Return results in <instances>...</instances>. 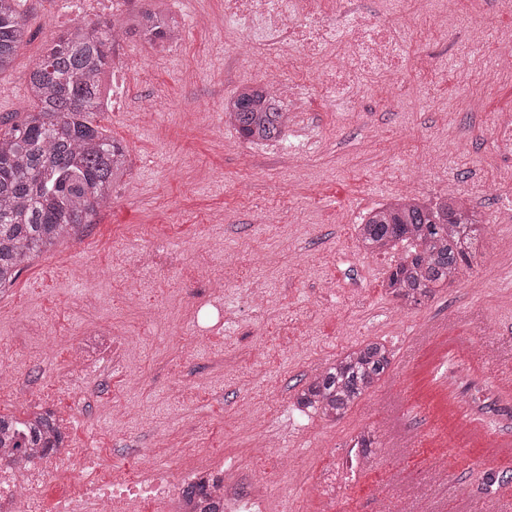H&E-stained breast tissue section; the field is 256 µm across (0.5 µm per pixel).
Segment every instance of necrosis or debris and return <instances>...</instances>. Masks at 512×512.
I'll return each instance as SVG.
<instances>
[{
	"mask_svg": "<svg viewBox=\"0 0 512 512\" xmlns=\"http://www.w3.org/2000/svg\"><path fill=\"white\" fill-rule=\"evenodd\" d=\"M225 10L243 20L265 19L269 35L262 53L284 57L287 71L275 80L283 95L296 94L289 72H307L332 39L338 48L323 83L326 100L359 94L361 76L370 73L397 80L398 90L406 88L399 76L409 26L385 23L365 12L361 0H342L332 18L318 9L316 0H226ZM346 454L353 457V465L333 460L314 484L316 497L324 503H332L337 492L364 468L362 449L351 447ZM60 456V461L31 468L18 462H0V512H42L45 485L62 463L79 483L73 493L59 501L55 512H144L148 502L161 504L169 512H190L180 504L179 490L191 476L179 466L160 468L148 462L137 473L116 466L110 479L101 480L95 476L97 456L92 449L65 448Z\"/></svg>",
	"mask_w": 512,
	"mask_h": 512,
	"instance_id": "necrosis-or-debris-1",
	"label": "necrosis or debris"
}]
</instances>
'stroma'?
I'll list each match as a JSON object with an SVG mask.
<instances>
[{"instance_id":"1","label":"stroma","mask_w":512,"mask_h":512,"mask_svg":"<svg viewBox=\"0 0 512 512\" xmlns=\"http://www.w3.org/2000/svg\"><path fill=\"white\" fill-rule=\"evenodd\" d=\"M165 6L183 26L177 43L121 37L116 59L137 66L97 116L128 152L111 206L0 291V372L23 384L0 397V414L41 405L80 414L69 442L98 448L106 473L136 448L161 466H231L240 488L262 493L264 512H456L458 499L485 512V475L512 472V456L484 444L489 433L512 439V391L496 387L493 371L512 342V72L488 85L484 70L512 46L463 51L421 24L402 74L416 91L389 104L376 81L330 104L318 71L298 81L310 111L291 113L283 141L254 145L225 125L224 101L258 80L247 44L262 40V21L242 41L224 0ZM21 9L28 36L0 73V119L28 110L32 66L73 23L57 0ZM142 112L152 120L137 122ZM451 185L487 219L477 257L432 299L403 305L383 287L393 255L362 252L353 226L401 191L430 198ZM219 275L223 324L183 354L150 313L189 330ZM436 322L447 330L416 348ZM89 325L104 345L136 342L138 357L96 355L71 368ZM374 339L394 358L356 407L335 421L295 409L316 368ZM460 418L475 432L459 436ZM390 422L418 447H393ZM364 430L380 436L373 464L326 505L314 479ZM265 435L268 457L251 459Z\"/></svg>"}]
</instances>
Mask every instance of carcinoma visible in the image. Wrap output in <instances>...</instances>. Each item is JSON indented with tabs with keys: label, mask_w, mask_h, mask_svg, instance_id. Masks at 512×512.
<instances>
[{
	"label": "carcinoma",
	"mask_w": 512,
	"mask_h": 512,
	"mask_svg": "<svg viewBox=\"0 0 512 512\" xmlns=\"http://www.w3.org/2000/svg\"><path fill=\"white\" fill-rule=\"evenodd\" d=\"M19 3L0 0V73L27 34ZM119 30L153 44L180 34L158 0L123 21H78L48 41L31 68L28 112L15 122L0 121V290L35 258L83 233L127 172L124 146L96 120L105 110L102 75L111 67ZM224 121L260 145L282 137L288 113L275 106L272 87L258 83L224 102ZM481 226L477 211L448 194L428 200L398 195L367 212L355 233L369 253L402 251L384 288L417 306L472 269ZM393 357L378 340L345 351L296 393L297 410L343 417L387 373ZM66 444V430L50 410L0 415V454L30 461ZM216 481L210 474L198 477L183 496L202 512H224V501L212 494Z\"/></svg>",
	"instance_id": "carcinoma-1"
}]
</instances>
